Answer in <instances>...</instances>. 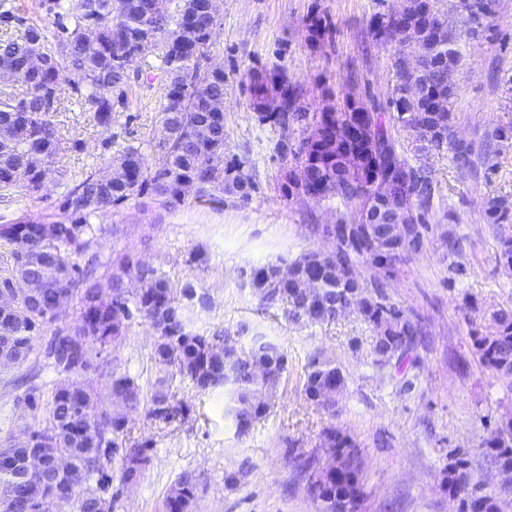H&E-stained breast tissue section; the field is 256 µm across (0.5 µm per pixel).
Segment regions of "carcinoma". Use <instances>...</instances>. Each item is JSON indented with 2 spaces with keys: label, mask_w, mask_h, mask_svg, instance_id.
I'll return each mask as SVG.
<instances>
[{
  "label": "carcinoma",
  "mask_w": 512,
  "mask_h": 512,
  "mask_svg": "<svg viewBox=\"0 0 512 512\" xmlns=\"http://www.w3.org/2000/svg\"><path fill=\"white\" fill-rule=\"evenodd\" d=\"M170 2L78 0L73 7L63 0H41L52 19L50 35L0 4V71L24 87L21 95L0 89L3 199L16 187L34 196L48 182L64 178L56 167L64 141L57 114L64 100L91 113L97 125L109 127L112 113L127 104L131 81L139 78L126 69V54H158L167 75L151 156L129 144L110 158L108 174L96 169L83 173L54 210L37 219L20 214L0 224V239L13 246L10 261L0 269V291L19 275L43 279L36 298L23 299L14 311H0V355L16 363L33 355L57 376L50 391L31 383L13 407L0 411L5 428L0 447L10 448L9 455L0 456V512H53L56 507L113 512L120 495L113 485L114 464H119L122 486L140 481L151 464L150 444L126 438L124 418L106 407L84 379L96 360L108 363L103 353L120 345L137 319L149 322L155 331L153 359L160 371L188 380L200 391L224 384L225 373H231L226 410L240 432L266 414L270 395L286 371V356L275 345L261 342L245 354L221 331L205 335L195 330L190 308L208 307L207 293L179 285L156 266L142 265L130 251L106 262L98 251V240L108 229L91 224V218L111 215L133 196L149 194L168 204H181L189 195L204 201L226 194L244 201L258 189L256 175L245 172L247 159L224 154V71L205 68L207 51L184 38L185 30L194 28L200 40L214 43L217 16L206 0H179L175 8ZM461 7L469 17V39L494 30L497 0H462ZM399 13L407 19L403 26L383 14L370 22L377 40L399 46L387 112L369 107L361 113L353 95L334 112H310L281 66L252 67L241 83L248 92L247 107L260 124L276 132L286 119L299 134L296 149L287 155L273 142V152L288 163V174L278 184L282 197L316 205L335 199L350 209L337 223L363 224L371 179L399 167L408 175L405 206L427 233L433 220L431 170L421 159L408 156L398 130L411 131L416 151L424 155L450 151L462 172L474 168V146L458 139L453 129L448 82L457 58L454 34L431 0H404ZM306 29L308 41L316 45L331 25L314 12ZM419 42L429 44L432 52L416 78L406 70V53ZM35 51L42 62L30 65L27 59ZM357 123L365 127L361 140L349 145L336 140V130ZM483 213L489 224L512 223V207L496 197L487 199ZM373 233L343 235L327 250L252 266L241 276L261 305L279 306L292 321L333 322L341 316L342 304L354 303L376 332L380 360H401L413 349L419 322L406 316L382 289L349 278L346 268L366 262L373 281L390 280L396 266L420 246L399 251L375 243ZM40 257L54 260L46 278L34 264ZM131 279L134 288L129 287ZM306 281L318 282L322 293L304 294L299 285ZM61 300L76 304L75 317L62 324L54 318ZM493 320V331L471 333L472 346L482 366L512 375V310L497 311ZM165 383L166 378L158 379L146 401L134 378L114 371L111 400L129 411L144 408L146 418L156 423L180 422L189 408L165 389ZM345 387L346 377L334 361L307 357L305 395L333 418ZM17 411L36 424L26 429L27 441L13 447L11 423ZM324 444L331 460L309 475L306 492L321 503L322 512H342V505L356 503L362 493L355 452L332 427L325 432ZM484 447L502 479L512 483V419L496 423ZM31 457L41 458L50 471L58 459L66 458L83 471L84 481L73 489L62 475L51 484L26 477L24 462ZM450 458L445 486L459 501L460 512H471L469 495L481 484L470 483L468 451L456 448ZM196 485L193 473H180L166 493L163 512H189Z\"/></svg>",
  "instance_id": "1"
}]
</instances>
